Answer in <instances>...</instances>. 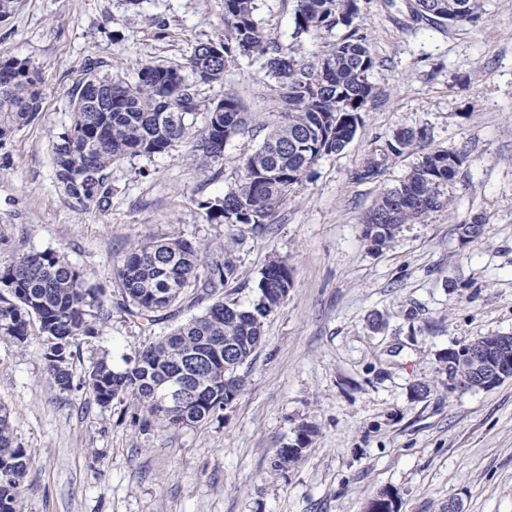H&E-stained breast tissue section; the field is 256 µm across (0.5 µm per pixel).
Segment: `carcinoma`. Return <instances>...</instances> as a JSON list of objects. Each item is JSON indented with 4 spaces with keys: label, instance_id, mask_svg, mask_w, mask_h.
Instances as JSON below:
<instances>
[{
    "label": "carcinoma",
    "instance_id": "cac0c4a2",
    "mask_svg": "<svg viewBox=\"0 0 512 512\" xmlns=\"http://www.w3.org/2000/svg\"><path fill=\"white\" fill-rule=\"evenodd\" d=\"M361 0H298L295 32L298 35L345 29L316 61H301L281 46L264 41L255 20V0H224V19L230 35L219 43L224 59L207 75L197 72L198 50L184 68L190 82L173 67L145 63L133 82L112 78V111L83 109L84 92L101 79L96 64L88 65L72 96L70 126L54 148L57 181L81 207H100L109 198L108 171L128 156H151L185 139L189 118L205 114L197 148L200 165L224 161V127L243 124L238 99L225 95L224 111L201 105L196 84L224 80L227 66L240 56L265 58L269 73L279 80L284 112L262 144L242 163V179L217 204L220 215L240 224L262 228L274 216L294 186L326 154L342 151L356 134L359 113L374 97L368 73L376 60L367 37L354 26ZM480 0H416L415 15L434 24L453 26L480 16ZM12 75L0 74V145L41 112L44 99L40 72L29 62L10 58ZM420 155L399 184L386 190L365 218L375 224L380 244L393 241L403 224L421 221L447 208L445 190L457 172L448 163H462V150L427 148L425 129H401L375 147L364 162L360 177L378 175L390 156ZM204 260L189 241L170 238L134 247L118 271L122 309L150 322L157 314L175 319L186 308L201 311L175 325L169 333L146 340L134 355L123 358L118 369L107 357L90 366L82 377L94 401L103 407L129 401L143 429L154 423L193 428L224 409L228 350L244 364L263 340L267 317L280 307L291 286V271L282 260H272L258 283L257 302L249 307L224 298V286L235 279L236 266L225 254L202 274ZM104 292L87 284L82 273L56 251L25 253L0 263V340L24 346L31 335L41 338L46 369L61 390L73 387L70 346L79 336L95 334L94 324L109 318ZM196 393L184 408L170 407L163 392L178 380ZM316 430L304 424L295 432L294 448H280L271 463L281 474L296 465ZM27 473V453L16 441L10 410L0 404V512H19L20 489Z\"/></svg>",
    "mask_w": 512,
    "mask_h": 512
}]
</instances>
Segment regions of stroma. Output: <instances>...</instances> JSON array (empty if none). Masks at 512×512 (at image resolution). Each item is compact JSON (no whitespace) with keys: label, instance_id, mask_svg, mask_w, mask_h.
<instances>
[{"label":"stroma","instance_id":"stroma-1","mask_svg":"<svg viewBox=\"0 0 512 512\" xmlns=\"http://www.w3.org/2000/svg\"><path fill=\"white\" fill-rule=\"evenodd\" d=\"M413 4L362 0L356 25L376 59V95L351 143L321 157L261 230L209 214L281 119L278 83L256 56L197 87L202 104L231 92L245 112L223 163L202 168L190 137L126 158L109 172L102 208L73 204L53 165L89 59L99 75L129 81L144 63L180 65L196 45L224 40V0H19L0 23V57L28 60L44 78L38 117L0 146V260L62 253L112 309L94 335L72 342L68 391L48 378L39 337L0 342V402L27 450L23 512H366L384 490L398 495L400 512H448L452 499L464 512H512V378L452 391L438 359L512 334V0H481V20L456 26L414 20ZM296 7L257 0L254 19L307 61L334 37L295 35ZM419 128L430 148L467 151L451 206L372 247L365 216L415 157H390L375 179L358 173L374 146ZM475 219L481 234L464 237L461 222ZM172 237L209 262L232 256L227 296L239 303L257 298L274 258L288 264L292 286L224 410L194 428L144 430L126 403L99 406L80 380L99 358L134 354L170 331L168 320L122 311L117 272L136 245ZM418 382L430 387L420 398ZM303 422L317 433L302 460L272 472Z\"/></svg>","mask_w":512,"mask_h":512}]
</instances>
